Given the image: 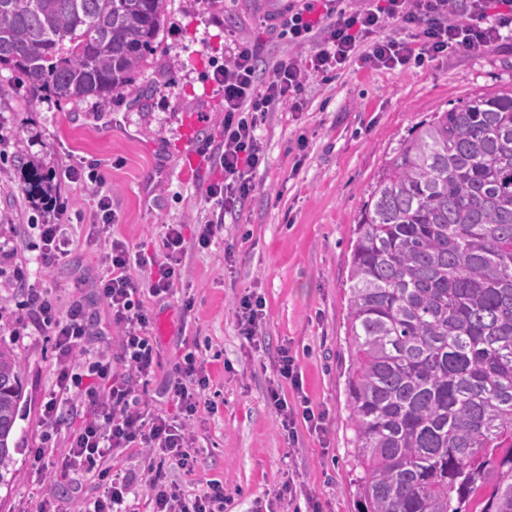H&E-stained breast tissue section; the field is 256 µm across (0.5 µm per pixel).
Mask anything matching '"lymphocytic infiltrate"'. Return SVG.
Here are the masks:
<instances>
[{"label": "lymphocytic infiltrate", "instance_id": "1", "mask_svg": "<svg viewBox=\"0 0 512 512\" xmlns=\"http://www.w3.org/2000/svg\"><path fill=\"white\" fill-rule=\"evenodd\" d=\"M261 26L292 45L310 46L311 52L302 59H279L263 79L257 72L253 47L242 42L223 67L215 70L214 80L224 90L222 139L205 142L200 149L222 173L221 179L204 190L215 210L191 230L183 224L167 225L158 252L133 250L118 238L105 240L96 291L120 333V370L112 371L110 362L96 359L89 362L86 374L70 372V363L86 355L83 341L89 317L84 304L75 300L62 311L51 293H28V313L36 328L53 337L60 364L55 386L44 400V421L57 422L64 404L71 400L85 396L90 404L67 459L54 468L53 477L67 478L77 467L91 469L134 448L144 449L151 459L141 472H101L97 492L77 498L78 512H132L129 497L142 486L151 490L153 512H224L228 497L222 482L191 493L169 474L173 468L192 471L197 460L198 448L189 428L211 375L205 359L196 350H187L170 386L174 413L147 410L142 396L154 364L149 333L152 315L146 302L176 294L187 238L209 248L223 228L225 214L235 211L254 191L253 174L265 161L258 114L298 97L310 76L317 73L356 63L393 71L413 60L433 61L451 52L472 54L512 39V0H368L366 7L356 10L341 8L340 0H290L285 10L269 14ZM56 212V223L38 226L42 247L35 259H17L12 250L0 255L14 260L18 283L28 281L30 262L46 269L62 257L70 226L66 207H57ZM137 267L146 270V278L134 277ZM276 373L278 379L270 383L267 399L282 429L294 433L300 418L320 428L321 416L309 408L295 412L283 393L287 383L294 390L302 388L287 350L279 352ZM88 376L107 379L108 384L96 390L85 384Z\"/></svg>", "mask_w": 512, "mask_h": 512}]
</instances>
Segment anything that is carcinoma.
Segmentation results:
<instances>
[{
    "mask_svg": "<svg viewBox=\"0 0 512 512\" xmlns=\"http://www.w3.org/2000/svg\"><path fill=\"white\" fill-rule=\"evenodd\" d=\"M167 0H0V66L64 102L117 95ZM346 403L366 512H512V94L436 112L363 204ZM23 368L0 344V483Z\"/></svg>",
    "mask_w": 512,
    "mask_h": 512,
    "instance_id": "cac0c4a2",
    "label": "carcinoma"
}]
</instances>
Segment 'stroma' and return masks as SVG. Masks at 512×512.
<instances>
[{"label":"stroma","instance_id":"obj_1","mask_svg":"<svg viewBox=\"0 0 512 512\" xmlns=\"http://www.w3.org/2000/svg\"><path fill=\"white\" fill-rule=\"evenodd\" d=\"M277 0H167L155 49L117 97L72 105L32 97L27 81L0 66V243L28 257L38 232L30 215L53 223L56 213L34 212L25 186L35 175L51 181L74 224L65 256L43 273L16 283L13 264L0 262V343L11 346L24 370V396L14 428L13 461L0 484V512H39L45 498L69 500L74 489L93 494L96 472L68 479L41 475L34 451L67 457L70 439L89 405L67 406L57 428L42 416L59 369L52 337L36 331L23 310L26 288L51 291L60 304L81 300L90 316L85 346L114 358L120 351L110 312L94 288L101 245L87 235L96 210L92 189L70 182L71 165L99 164L112 195L114 237L131 247L159 244L166 225L195 224L213 168L200 160L182 174L178 149L187 118L203 119L201 136H219L224 93L217 65L240 41L256 47L260 76L291 53L287 41L259 30ZM512 90V41L453 54L396 71L354 65L313 78L298 106L280 104L262 127L267 162L254 174L256 189L206 249L188 245L183 280L174 297L154 302V374L146 400L170 410L167 389L181 353L199 347L212 382L208 403L194 420L201 450L189 489L223 482L227 512H361L353 478V431L345 402L348 353L343 290L358 214L391 153L422 121L451 104ZM266 302L256 344L240 336L237 298L249 292ZM192 308H185V301ZM288 349L302 391L324 413L317 432L297 421L294 436L278 425L267 402L278 353ZM301 493L277 500L284 480Z\"/></svg>","mask_w":512,"mask_h":512}]
</instances>
